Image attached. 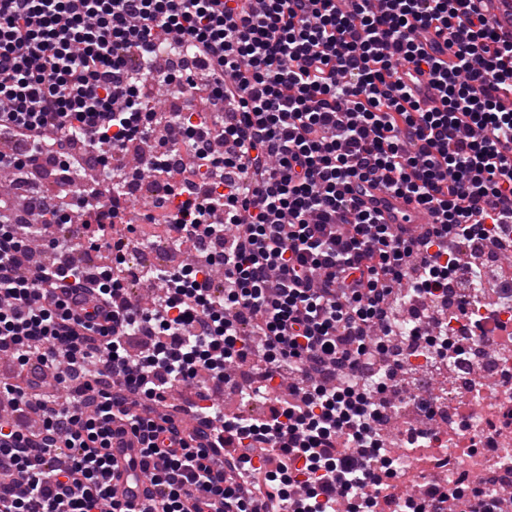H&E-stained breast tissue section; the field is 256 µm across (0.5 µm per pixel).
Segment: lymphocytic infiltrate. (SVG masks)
Instances as JSON below:
<instances>
[{"instance_id":"f902f5d3","label":"lymphocytic infiltrate","mask_w":512,"mask_h":512,"mask_svg":"<svg viewBox=\"0 0 512 512\" xmlns=\"http://www.w3.org/2000/svg\"><path fill=\"white\" fill-rule=\"evenodd\" d=\"M168 42L206 74L161 70ZM405 69L437 87L439 108L406 89ZM159 83L205 93L204 121L157 112ZM508 86L512 29L472 0H0V134L67 157L75 142L104 144L114 159L149 140L99 189L106 202L185 147L184 183L207 184L164 215L169 237L235 229L200 250L194 277L164 275L146 309L114 267L29 261L43 227L18 234L14 199L0 196V352L33 374L63 364L67 395L7 388L0 469L20 481L0 483V512H373L390 487L379 423L393 405L371 389L368 356L398 339L409 303L443 315L449 253L512 250ZM358 181L432 223L382 222L357 205ZM256 361L267 412L225 415L215 395ZM177 382L197 396L189 434L156 410ZM126 436L132 475L152 486L137 504L112 489ZM338 444L353 455L336 459Z\"/></svg>"}]
</instances>
